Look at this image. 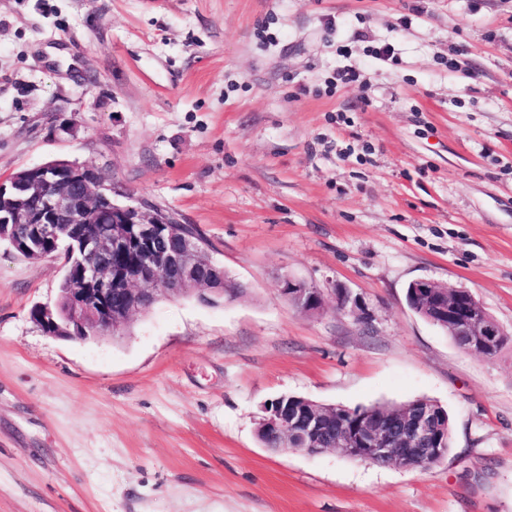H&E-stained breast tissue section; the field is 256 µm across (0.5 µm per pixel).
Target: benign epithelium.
Wrapping results in <instances>:
<instances>
[{"instance_id":"7a95c632","label":"benign epithelium","mask_w":512,"mask_h":512,"mask_svg":"<svg viewBox=\"0 0 512 512\" xmlns=\"http://www.w3.org/2000/svg\"><path fill=\"white\" fill-rule=\"evenodd\" d=\"M106 213L111 227L102 232L97 225ZM177 223L173 212L157 206L114 203L112 183L90 165L52 160L0 179V237L39 258L47 257L60 240L85 256L79 270L69 275L66 311L48 306L31 310L33 320L55 337L121 336L134 313L159 299L194 294L210 302L224 296V289L214 287L224 283V268L204 259L203 242L178 230ZM128 252L136 254L131 267L116 261ZM412 287L428 300L435 321L459 336L462 349L487 355L497 338L507 335L470 292L450 288L436 297L440 284L424 279ZM280 292L302 311L323 308L319 289L288 276ZM335 294L342 310L371 327L372 315L360 297L339 286ZM262 422L270 443L279 449L295 439L309 454L337 449L365 461L422 469L444 453L440 414L425 402L403 412L347 418L334 406L298 397L294 403L264 408Z\"/></svg>"}]
</instances>
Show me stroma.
Wrapping results in <instances>:
<instances>
[{"instance_id": "1", "label": "stroma", "mask_w": 512, "mask_h": 512, "mask_svg": "<svg viewBox=\"0 0 512 512\" xmlns=\"http://www.w3.org/2000/svg\"><path fill=\"white\" fill-rule=\"evenodd\" d=\"M53 159L196 227L245 293L57 338L30 311L63 255L0 243V512H512V344L465 352L406 297L470 291L512 334V0H0V177ZM283 395L434 400L448 454L268 448ZM280 292L302 311L316 312L323 308L324 299L319 289L288 276L282 280ZM335 294L337 304L342 310L354 316L366 329L371 328L372 315L360 297L352 296L346 288L339 286H336Z\"/></svg>"}]
</instances>
